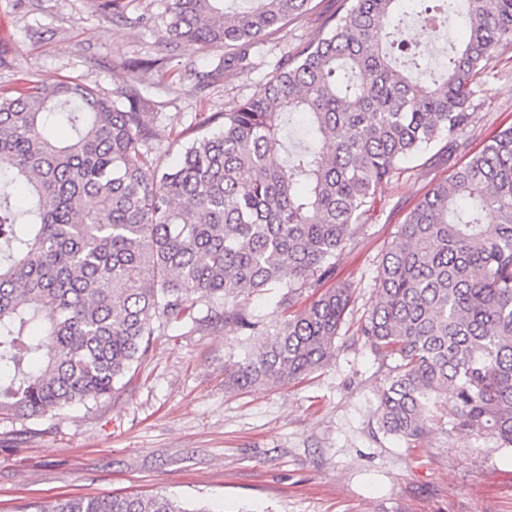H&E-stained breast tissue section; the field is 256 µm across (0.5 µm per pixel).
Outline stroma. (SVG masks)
<instances>
[{"label":"stroma","instance_id":"obj_1","mask_svg":"<svg viewBox=\"0 0 512 512\" xmlns=\"http://www.w3.org/2000/svg\"><path fill=\"white\" fill-rule=\"evenodd\" d=\"M100 0H0V92L23 82L91 78L108 91L135 83L157 115L154 145L225 112L272 77L283 52L317 38L337 0H312L249 52L246 71L205 73L225 52L170 44L166 0H124L106 16ZM151 62L131 72L130 62ZM470 148L512 126V47L500 50L474 96ZM382 186L346 245L333 278L353 303L322 369L278 387H224L237 336L210 319L173 326L110 396L62 415L0 418V512L62 494H163L209 512H512V449L434 426L408 442L379 429L384 372L357 328L377 294L381 255L407 213L463 160L436 145Z\"/></svg>","mask_w":512,"mask_h":512}]
</instances>
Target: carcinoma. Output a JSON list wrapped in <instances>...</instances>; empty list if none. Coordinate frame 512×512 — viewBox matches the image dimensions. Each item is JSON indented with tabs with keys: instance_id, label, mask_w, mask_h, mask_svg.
Returning <instances> with one entry per match:
<instances>
[{
	"instance_id": "carcinoma-1",
	"label": "carcinoma",
	"mask_w": 512,
	"mask_h": 512,
	"mask_svg": "<svg viewBox=\"0 0 512 512\" xmlns=\"http://www.w3.org/2000/svg\"><path fill=\"white\" fill-rule=\"evenodd\" d=\"M311 0H167L166 33L244 49ZM462 19L439 70L401 38L400 0H341L324 36L283 55L222 128L153 147L135 86L30 83L0 96V415L57 416L112 393L155 333L202 309L241 337L224 387L277 386L328 363L351 302L330 288L275 321L247 305L331 278L379 188L438 141L467 148L478 76L512 44V0H417ZM495 217L493 225L485 216ZM290 280L283 281V274ZM386 372L377 422L416 442L451 429L512 448V126L408 213L358 327ZM36 512H208L163 496H72Z\"/></svg>"
}]
</instances>
